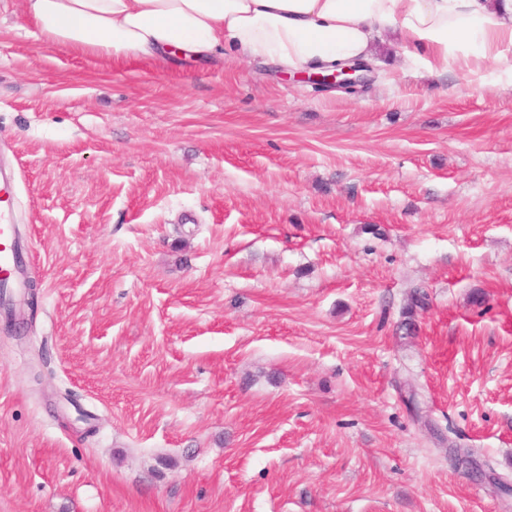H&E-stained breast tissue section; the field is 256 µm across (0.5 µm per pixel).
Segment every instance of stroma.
<instances>
[{
    "mask_svg": "<svg viewBox=\"0 0 512 512\" xmlns=\"http://www.w3.org/2000/svg\"><path fill=\"white\" fill-rule=\"evenodd\" d=\"M22 2L0 512H512V66L385 34L354 96L77 55Z\"/></svg>",
    "mask_w": 512,
    "mask_h": 512,
    "instance_id": "obj_1",
    "label": "stroma"
}]
</instances>
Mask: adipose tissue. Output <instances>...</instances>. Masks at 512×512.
I'll return each mask as SVG.
<instances>
[{"label":"adipose tissue","mask_w":512,"mask_h":512,"mask_svg":"<svg viewBox=\"0 0 512 512\" xmlns=\"http://www.w3.org/2000/svg\"><path fill=\"white\" fill-rule=\"evenodd\" d=\"M51 45L104 59L152 60L226 49L295 75L370 60L395 35L428 72L472 76L512 51V0H24Z\"/></svg>","instance_id":"ef3b65f1"}]
</instances>
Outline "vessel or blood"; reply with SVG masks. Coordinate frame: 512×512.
Segmentation results:
<instances>
[{"label": "vessel or blood", "instance_id": "1", "mask_svg": "<svg viewBox=\"0 0 512 512\" xmlns=\"http://www.w3.org/2000/svg\"><path fill=\"white\" fill-rule=\"evenodd\" d=\"M16 176L0 168V286L9 288L21 284L24 267L15 231Z\"/></svg>", "mask_w": 512, "mask_h": 512}]
</instances>
